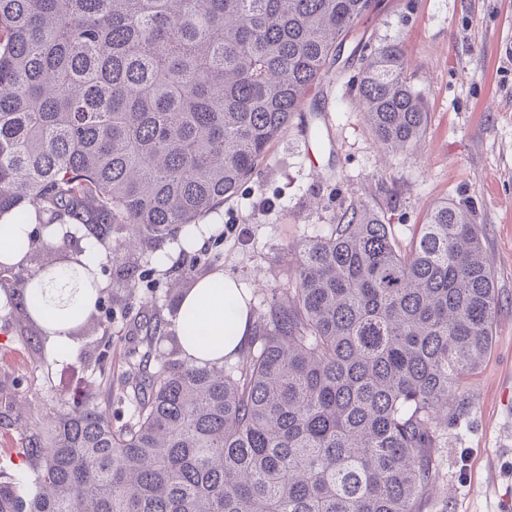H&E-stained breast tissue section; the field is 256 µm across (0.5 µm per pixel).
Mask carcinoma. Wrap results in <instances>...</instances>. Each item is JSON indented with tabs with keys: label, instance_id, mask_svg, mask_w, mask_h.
Here are the masks:
<instances>
[{
	"label": "carcinoma",
	"instance_id": "1",
	"mask_svg": "<svg viewBox=\"0 0 512 512\" xmlns=\"http://www.w3.org/2000/svg\"><path fill=\"white\" fill-rule=\"evenodd\" d=\"M376 0H0V215L39 201L43 226L78 224L92 263L132 288L167 240L194 249L269 145L330 77ZM389 152L429 112L405 51L371 50L358 84ZM63 264L79 240L28 249ZM243 365L169 358L132 368L127 418L75 394L24 436L29 473L0 462V512H422L437 490L441 414L459 407L499 307L482 234L444 202L410 248L372 207L296 251ZM32 270L0 288L33 317ZM93 321L110 331L112 313ZM176 352L192 340L147 336Z\"/></svg>",
	"mask_w": 512,
	"mask_h": 512
}]
</instances>
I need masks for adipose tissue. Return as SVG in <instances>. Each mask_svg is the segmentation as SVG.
I'll return each instance as SVG.
<instances>
[{"mask_svg":"<svg viewBox=\"0 0 512 512\" xmlns=\"http://www.w3.org/2000/svg\"><path fill=\"white\" fill-rule=\"evenodd\" d=\"M0 225L8 227L9 236L0 235V255L10 256L12 264L25 265V252L17 250L16 241L31 243L41 229L37 213H30L26 222L13 223L11 214L0 215ZM98 266L85 259L56 264L37 271L32 279L41 300L43 325L50 346L59 355H67L73 344L71 329L76 314L92 310L95 286L100 283ZM237 297L248 301L249 295L237 282L223 272L215 271L198 277L194 288L179 305L175 328L177 332L194 331L197 339L184 347L183 355L191 363H221L234 359L246 342L251 326L248 309H241L232 328L224 326V300Z\"/></svg>","mask_w":512,"mask_h":512,"instance_id":"adipose-tissue-1","label":"adipose tissue"}]
</instances>
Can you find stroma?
<instances>
[{
	"label": "stroma",
	"instance_id": "1",
	"mask_svg": "<svg viewBox=\"0 0 512 512\" xmlns=\"http://www.w3.org/2000/svg\"><path fill=\"white\" fill-rule=\"evenodd\" d=\"M378 9L342 44L345 71L310 96L288 130L268 147L257 175L208 216L212 228L198 274L235 277L262 310L287 287L295 249L326 235L350 205L381 211L399 247H408L427 212L443 202L469 205L492 262L500 307L493 342L463 389L462 410L442 424L439 490L423 512H496L512 502V0H379ZM399 43L409 73L428 97L429 120L413 154L385 152L363 118L357 84L363 44ZM189 260L177 242L148 256L134 293L105 281L113 310L112 386L94 368L102 335L95 329L61 358L28 341L19 310L0 315V458L15 456L26 428L55 397L80 392L109 400L128 377L131 354H144L155 325L174 327L171 285Z\"/></svg>",
	"mask_w": 512,
	"mask_h": 512
}]
</instances>
